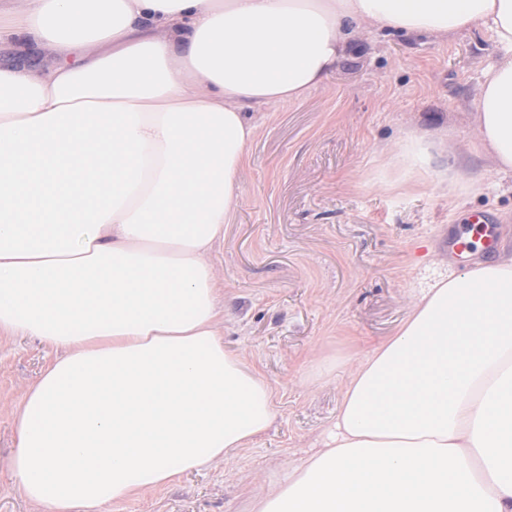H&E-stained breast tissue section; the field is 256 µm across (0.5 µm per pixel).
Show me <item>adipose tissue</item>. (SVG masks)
Returning <instances> with one entry per match:
<instances>
[{"label": "adipose tissue", "mask_w": 512, "mask_h": 512, "mask_svg": "<svg viewBox=\"0 0 512 512\" xmlns=\"http://www.w3.org/2000/svg\"><path fill=\"white\" fill-rule=\"evenodd\" d=\"M0 330L62 349L9 466L48 512L171 483L267 431L273 391L224 347L212 256L248 105L322 83L351 28H482L474 152L512 178V0H0ZM413 137L397 184L449 177ZM255 512H512V256L425 289L362 358L320 450Z\"/></svg>", "instance_id": "ef3b65f1"}]
</instances>
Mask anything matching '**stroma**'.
I'll return each instance as SVG.
<instances>
[{
    "label": "stroma",
    "instance_id": "stroma-1",
    "mask_svg": "<svg viewBox=\"0 0 512 512\" xmlns=\"http://www.w3.org/2000/svg\"><path fill=\"white\" fill-rule=\"evenodd\" d=\"M499 59L489 34L396 35L355 29L338 65L301 100L252 106L255 136L239 205L213 254L226 349L273 389L268 432L227 459L97 512H251L288 471L322 448L352 371L392 336L423 288L482 262L448 242L467 217L492 214L512 246V191L476 154L473 101ZM431 140L479 194L435 184L378 188L399 142ZM60 349L0 333V512H43L8 466L19 409Z\"/></svg>",
    "mask_w": 512,
    "mask_h": 512
}]
</instances>
